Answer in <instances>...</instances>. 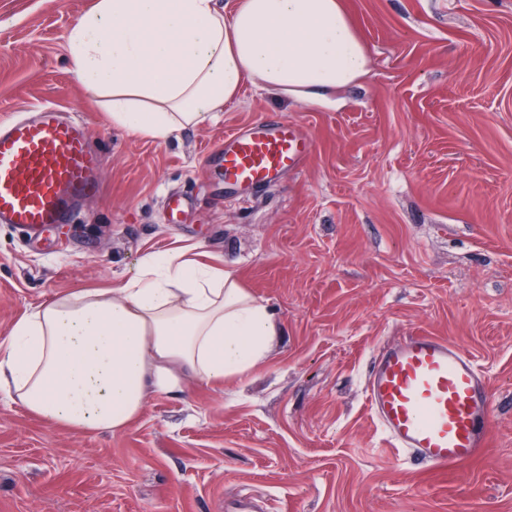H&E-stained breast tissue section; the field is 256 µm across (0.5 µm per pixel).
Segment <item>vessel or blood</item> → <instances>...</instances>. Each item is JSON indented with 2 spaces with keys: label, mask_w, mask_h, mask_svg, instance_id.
Instances as JSON below:
<instances>
[{
  "label": "vessel or blood",
  "mask_w": 512,
  "mask_h": 512,
  "mask_svg": "<svg viewBox=\"0 0 512 512\" xmlns=\"http://www.w3.org/2000/svg\"><path fill=\"white\" fill-rule=\"evenodd\" d=\"M311 140L288 122L267 120L225 134L214 178L258 187L302 168ZM103 154L84 121L43 104L0 124V224L29 229L66 224L82 201L100 194ZM366 399L395 452L447 468L488 446L487 389L458 345L426 332L380 347Z\"/></svg>",
  "instance_id": "1"
}]
</instances>
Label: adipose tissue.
I'll return each mask as SVG.
<instances>
[{"mask_svg": "<svg viewBox=\"0 0 512 512\" xmlns=\"http://www.w3.org/2000/svg\"><path fill=\"white\" fill-rule=\"evenodd\" d=\"M67 45L113 125L158 142L215 120L249 80L323 109L370 73L344 0H96ZM276 334L232 272L159 257L23 314L0 340V390L48 421L120 431L182 374L245 375Z\"/></svg>", "mask_w": 512, "mask_h": 512, "instance_id": "ef3b65f1", "label": "adipose tissue"}]
</instances>
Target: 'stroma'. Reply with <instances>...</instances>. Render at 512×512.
<instances>
[{
  "mask_svg": "<svg viewBox=\"0 0 512 512\" xmlns=\"http://www.w3.org/2000/svg\"><path fill=\"white\" fill-rule=\"evenodd\" d=\"M344 2L370 74L340 109L248 83L162 143L113 126L74 72L67 34L95 0H0V122L52 103L104 156L75 223L0 225V336L155 255L231 270L278 329L247 374L185 378L117 432L0 393V512H224L242 493L262 512H512V0ZM269 115L311 138L305 166L256 192L206 180L225 133ZM418 331L487 384L489 444L448 469L394 455L366 401L376 350Z\"/></svg>",
  "mask_w": 512,
  "mask_h": 512,
  "instance_id": "1",
  "label": "stroma"
}]
</instances>
